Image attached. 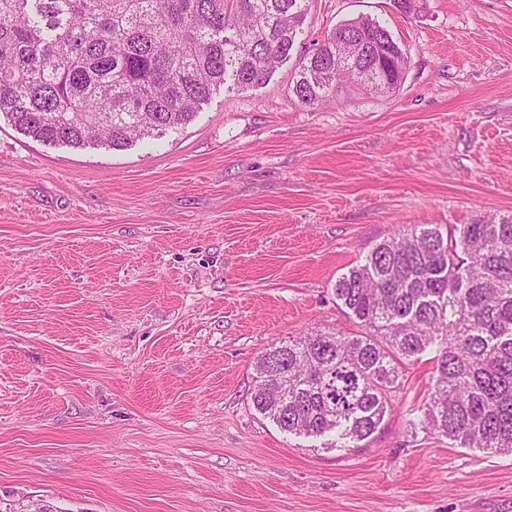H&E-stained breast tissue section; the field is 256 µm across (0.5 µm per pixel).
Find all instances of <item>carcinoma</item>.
Wrapping results in <instances>:
<instances>
[{"label": "carcinoma", "instance_id": "1", "mask_svg": "<svg viewBox=\"0 0 512 512\" xmlns=\"http://www.w3.org/2000/svg\"><path fill=\"white\" fill-rule=\"evenodd\" d=\"M303 0H0V114L36 141L123 149L189 123L214 87L264 82L294 48ZM392 55L367 86L334 66L353 36ZM328 65L321 83L312 66ZM408 56L377 20L341 22L306 51L293 93L317 106L346 84L393 93ZM359 328L314 331L257 362L256 411L282 430L375 432L398 364L436 347L428 427L461 448L512 453V216L422 224L375 244L334 285Z\"/></svg>", "mask_w": 512, "mask_h": 512}]
</instances>
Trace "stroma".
Instances as JSON below:
<instances>
[{"instance_id":"stroma-1","label":"stroma","mask_w":512,"mask_h":512,"mask_svg":"<svg viewBox=\"0 0 512 512\" xmlns=\"http://www.w3.org/2000/svg\"><path fill=\"white\" fill-rule=\"evenodd\" d=\"M306 0L368 16L388 96L293 94L298 56L123 150L0 118V512H512V455L424 424L434 349L355 448L253 407L272 344L355 332L338 276L416 224L512 215V0Z\"/></svg>"}]
</instances>
